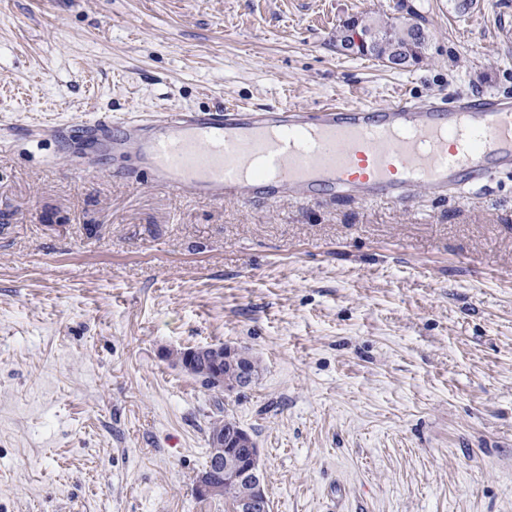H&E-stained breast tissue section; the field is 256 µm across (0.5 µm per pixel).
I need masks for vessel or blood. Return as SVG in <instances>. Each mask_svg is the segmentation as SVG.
Masks as SVG:
<instances>
[{
  "label": "vessel or blood",
  "mask_w": 512,
  "mask_h": 512,
  "mask_svg": "<svg viewBox=\"0 0 512 512\" xmlns=\"http://www.w3.org/2000/svg\"><path fill=\"white\" fill-rule=\"evenodd\" d=\"M54 136L132 152L130 184L216 202L346 194L401 204L420 189L443 194L512 169V97L167 112L150 123L83 120Z\"/></svg>",
  "instance_id": "1"
}]
</instances>
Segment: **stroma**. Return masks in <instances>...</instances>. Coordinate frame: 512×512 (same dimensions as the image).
<instances>
[{"label": "stroma", "mask_w": 512, "mask_h": 512, "mask_svg": "<svg viewBox=\"0 0 512 512\" xmlns=\"http://www.w3.org/2000/svg\"><path fill=\"white\" fill-rule=\"evenodd\" d=\"M0 0V512H227L213 413L272 512H512V170L404 204L211 202L81 175L40 124L512 94V0ZM424 24L403 70L345 20ZM261 374L203 387L167 351ZM209 348L213 351H219L221 348H224V356H222V362L220 364V367L222 370L224 369V372L217 371L211 378V387L216 391L234 393L252 385L253 378L245 366L242 365L236 368L235 372L232 370V366L237 363H242L244 357L248 359L247 363L250 365L256 380L258 379L261 368L260 362L248 352L226 345H213ZM236 375L238 376V379ZM237 380L238 382L233 388L224 386V383L232 385V383ZM239 426L228 416L216 415L209 421L208 440L212 435L220 431L223 437H213L210 440L211 448H221L215 454L212 467L205 474H201L195 483V493L204 498L224 497V505L230 512H270V500L268 507V494L264 475L259 463L258 448H239L237 441L243 443L250 437L244 432H239L238 438L224 441L236 433L235 427ZM235 446V447H234ZM227 485L250 486L249 494L244 500L243 510L241 501L247 491L244 487ZM242 510V511H241Z\"/></svg>", "instance_id": "stroma-1"}]
</instances>
